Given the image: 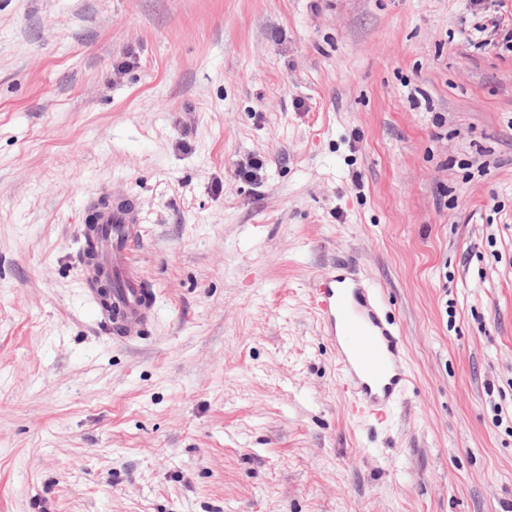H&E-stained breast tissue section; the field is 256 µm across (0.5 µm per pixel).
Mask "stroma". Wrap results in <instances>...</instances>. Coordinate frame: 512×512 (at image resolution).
Here are the masks:
<instances>
[{"mask_svg":"<svg viewBox=\"0 0 512 512\" xmlns=\"http://www.w3.org/2000/svg\"><path fill=\"white\" fill-rule=\"evenodd\" d=\"M483 17L0 0V512H512V52ZM102 193L156 292L131 342L81 263ZM342 264L403 337L380 421L311 308Z\"/></svg>","mask_w":512,"mask_h":512,"instance_id":"stroma-1","label":"stroma"}]
</instances>
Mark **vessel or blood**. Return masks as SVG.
<instances>
[{
    "label": "vessel or blood",
    "mask_w": 512,
    "mask_h": 512,
    "mask_svg": "<svg viewBox=\"0 0 512 512\" xmlns=\"http://www.w3.org/2000/svg\"><path fill=\"white\" fill-rule=\"evenodd\" d=\"M89 212L97 225L93 268L122 283L113 291L111 303L118 313L116 327L129 341L140 336L151 311L149 291L135 276L142 244L136 210L127 199L115 197L105 206L91 204ZM311 304L336 349L355 405L369 412L389 408L411 380L403 364L399 333L380 315L378 292L354 271L332 269L319 277Z\"/></svg>",
    "instance_id": "obj_1"
}]
</instances>
